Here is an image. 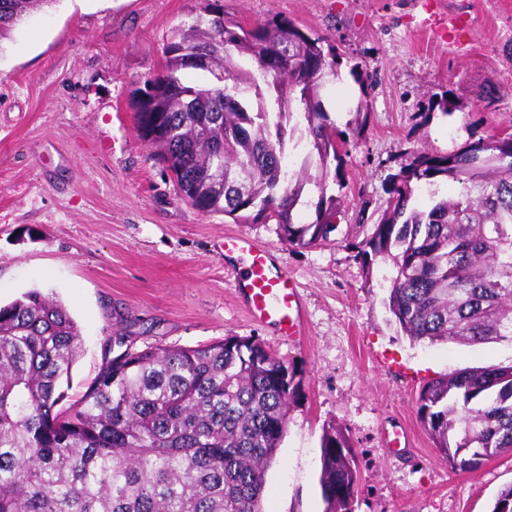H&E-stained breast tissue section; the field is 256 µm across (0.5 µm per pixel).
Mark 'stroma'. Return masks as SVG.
<instances>
[{
    "instance_id": "stroma-1",
    "label": "stroma",
    "mask_w": 512,
    "mask_h": 512,
    "mask_svg": "<svg viewBox=\"0 0 512 512\" xmlns=\"http://www.w3.org/2000/svg\"><path fill=\"white\" fill-rule=\"evenodd\" d=\"M252 27L286 17L336 47L322 101L349 137L345 188L327 243L295 249L278 224L237 223L184 201L137 129L134 81L156 75L172 30L200 0H51L0 41V303L36 288L77 322L79 399L112 337L134 348L251 337L296 366L303 397L266 475V512H325L324 426L356 459L355 512H490L512 454L468 472L443 460L418 414L423 385L456 370L512 365L508 342L414 343L388 309L396 270L363 267L408 153H447L512 133V0H219ZM362 81H355L354 72ZM274 250L294 277L305 335L280 341L236 302L225 234Z\"/></svg>"
}]
</instances>
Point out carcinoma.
<instances>
[{"label":"carcinoma","mask_w":512,"mask_h":512,"mask_svg":"<svg viewBox=\"0 0 512 512\" xmlns=\"http://www.w3.org/2000/svg\"><path fill=\"white\" fill-rule=\"evenodd\" d=\"M50 0H0V39ZM171 31L162 72L131 91L139 130L181 196L235 222L273 220L303 248L329 241L335 198L319 183L315 219L305 205L306 165L344 188L337 131L318 95L336 47L288 18L245 28L211 16V0ZM210 75L187 85L182 74ZM304 132L288 165L294 112ZM224 183L210 179L217 154ZM249 175L244 196L229 183ZM452 181L451 199L412 206L417 187ZM373 232L349 248L369 267L397 270L388 309L414 341L512 343V135L479 138L446 154L409 155L387 188ZM81 352L64 305L38 289L0 305V512H263L266 471L302 398L297 370L240 336L195 348L106 355L68 407L62 383ZM419 419L453 470L512 453V366L466 368L426 383ZM325 512H352L355 463L344 431L322 436ZM491 512H512V485Z\"/></svg>","instance_id":"cac0c4a2"}]
</instances>
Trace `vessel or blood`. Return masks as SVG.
<instances>
[{"mask_svg":"<svg viewBox=\"0 0 512 512\" xmlns=\"http://www.w3.org/2000/svg\"><path fill=\"white\" fill-rule=\"evenodd\" d=\"M224 257L236 268L232 288L249 317L273 328L283 339L302 336L304 320L297 284L271 250L234 234L224 238Z\"/></svg>","mask_w":512,"mask_h":512,"instance_id":"1","label":"vessel or blood"}]
</instances>
